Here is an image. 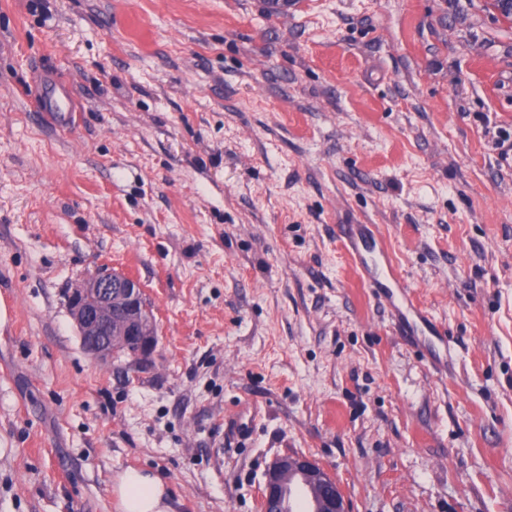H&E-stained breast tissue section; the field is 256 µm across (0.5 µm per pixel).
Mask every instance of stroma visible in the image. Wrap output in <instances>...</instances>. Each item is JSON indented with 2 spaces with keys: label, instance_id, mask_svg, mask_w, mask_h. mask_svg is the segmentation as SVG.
<instances>
[{
  "label": "stroma",
  "instance_id": "stroma-1",
  "mask_svg": "<svg viewBox=\"0 0 512 512\" xmlns=\"http://www.w3.org/2000/svg\"><path fill=\"white\" fill-rule=\"evenodd\" d=\"M70 83L66 133L32 98ZM512 17L495 0H0V512H259L314 458L350 512H512ZM448 331L402 337L340 224ZM142 284L101 362L72 284ZM70 315L86 351L101 360L112 357V346L135 341L117 351L135 363L148 361L157 346L156 331L143 318L144 294L141 285L125 275L103 269L70 288L67 294ZM112 494L120 512H174L166 483L151 470L128 468L120 472L114 479Z\"/></svg>",
  "mask_w": 512,
  "mask_h": 512
}]
</instances>
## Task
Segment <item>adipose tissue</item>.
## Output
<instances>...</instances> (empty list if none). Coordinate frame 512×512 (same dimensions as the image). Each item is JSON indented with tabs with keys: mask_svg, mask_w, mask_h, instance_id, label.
Returning <instances> with one entry per match:
<instances>
[{
	"mask_svg": "<svg viewBox=\"0 0 512 512\" xmlns=\"http://www.w3.org/2000/svg\"><path fill=\"white\" fill-rule=\"evenodd\" d=\"M112 493L120 512H172L167 485L151 470L129 468L120 472Z\"/></svg>",
	"mask_w": 512,
	"mask_h": 512,
	"instance_id": "adipose-tissue-1",
	"label": "adipose tissue"
}]
</instances>
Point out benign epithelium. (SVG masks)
<instances>
[{"label":"benign epithelium","mask_w":512,"mask_h":512,"mask_svg":"<svg viewBox=\"0 0 512 512\" xmlns=\"http://www.w3.org/2000/svg\"><path fill=\"white\" fill-rule=\"evenodd\" d=\"M67 299L89 354L106 360L112 357V348L134 341V362L151 358L157 346L156 331L146 326L144 294L136 280L103 269L69 289ZM298 487L309 495L308 512H349L337 482L305 456H283L269 465L261 493L262 512H293L289 493Z\"/></svg>","instance_id":"obj_1"}]
</instances>
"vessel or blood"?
<instances>
[{
	"instance_id": "vessel-or-blood-1",
	"label": "vessel or blood",
	"mask_w": 512,
	"mask_h": 512,
	"mask_svg": "<svg viewBox=\"0 0 512 512\" xmlns=\"http://www.w3.org/2000/svg\"><path fill=\"white\" fill-rule=\"evenodd\" d=\"M340 237L358 268L364 285L386 302L406 332L424 350L447 347L433 317L414 306L410 291L398 273L384 236L372 224H344Z\"/></svg>"
}]
</instances>
